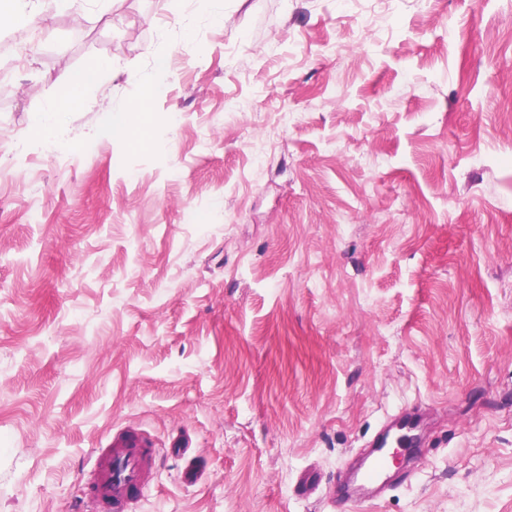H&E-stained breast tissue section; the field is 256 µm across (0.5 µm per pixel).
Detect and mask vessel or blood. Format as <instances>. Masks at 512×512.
I'll list each match as a JSON object with an SVG mask.
<instances>
[{
  "mask_svg": "<svg viewBox=\"0 0 512 512\" xmlns=\"http://www.w3.org/2000/svg\"><path fill=\"white\" fill-rule=\"evenodd\" d=\"M419 421L417 414H403L378 437L369 462L358 477L359 490L368 493L379 491L385 470L383 448L405 446L411 438L410 425ZM154 452V444L146 435L125 431L113 434L111 444L98 457L96 477L91 484L93 501L118 506L128 502L130 490L145 488Z\"/></svg>",
  "mask_w": 512,
  "mask_h": 512,
  "instance_id": "obj_1",
  "label": "vessel or blood"
}]
</instances>
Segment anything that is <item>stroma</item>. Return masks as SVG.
Masks as SVG:
<instances>
[{"instance_id":"35a3bbf8","label":"stroma","mask_w":512,"mask_h":512,"mask_svg":"<svg viewBox=\"0 0 512 512\" xmlns=\"http://www.w3.org/2000/svg\"><path fill=\"white\" fill-rule=\"evenodd\" d=\"M21 2L53 20L0 22V512H100L119 430L156 444L129 512H512V0ZM161 54L149 140L113 137ZM109 67L105 61H94L73 72L64 90L55 98L56 109L60 112H72L88 108L90 103L83 96L84 89L98 83ZM410 424H421L420 417L415 413H405L395 419L393 424L384 431L372 445L368 464L358 477V490L377 493L381 488L382 474L385 470V456L382 448L395 444L394 448L405 446L414 432L409 430Z\"/></svg>"}]
</instances>
